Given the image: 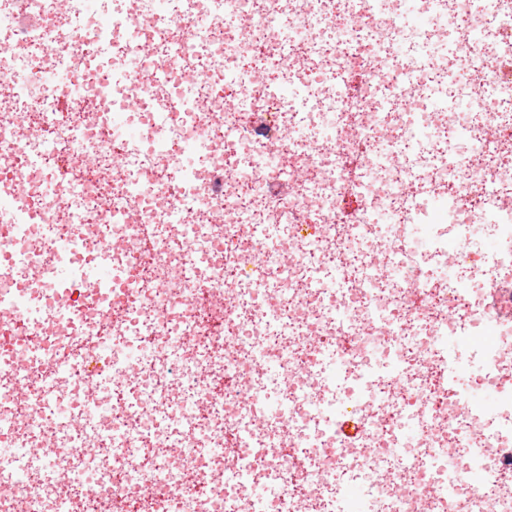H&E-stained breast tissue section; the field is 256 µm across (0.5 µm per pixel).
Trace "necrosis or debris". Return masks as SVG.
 Listing matches in <instances>:
<instances>
[{
	"label": "necrosis or debris",
	"mask_w": 512,
	"mask_h": 512,
	"mask_svg": "<svg viewBox=\"0 0 512 512\" xmlns=\"http://www.w3.org/2000/svg\"><path fill=\"white\" fill-rule=\"evenodd\" d=\"M511 58L512 0H0V512H512Z\"/></svg>",
	"instance_id": "1"
}]
</instances>
